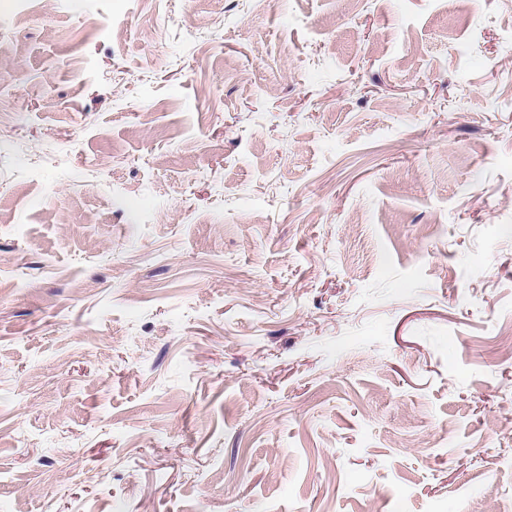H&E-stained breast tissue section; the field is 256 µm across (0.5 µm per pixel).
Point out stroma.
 <instances>
[{"label": "stroma", "instance_id": "1", "mask_svg": "<svg viewBox=\"0 0 512 512\" xmlns=\"http://www.w3.org/2000/svg\"><path fill=\"white\" fill-rule=\"evenodd\" d=\"M512 0H0V512H512Z\"/></svg>", "mask_w": 512, "mask_h": 512}]
</instances>
